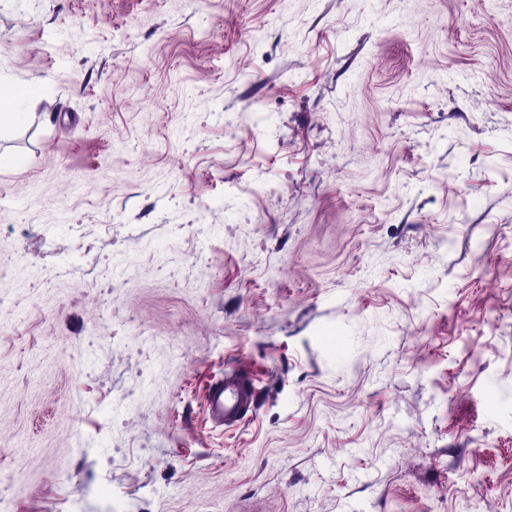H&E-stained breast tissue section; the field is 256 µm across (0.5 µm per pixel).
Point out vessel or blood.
Masks as SVG:
<instances>
[{
  "label": "vessel or blood",
  "instance_id": "b4317fda",
  "mask_svg": "<svg viewBox=\"0 0 512 512\" xmlns=\"http://www.w3.org/2000/svg\"><path fill=\"white\" fill-rule=\"evenodd\" d=\"M257 390L242 366L226 368L222 381L209 385L205 399L210 416L225 428L234 429L254 417Z\"/></svg>",
  "mask_w": 512,
  "mask_h": 512
}]
</instances>
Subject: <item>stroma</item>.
<instances>
[{
	"instance_id": "stroma-1",
	"label": "stroma",
	"mask_w": 512,
	"mask_h": 512,
	"mask_svg": "<svg viewBox=\"0 0 512 512\" xmlns=\"http://www.w3.org/2000/svg\"><path fill=\"white\" fill-rule=\"evenodd\" d=\"M30 80L12 512H512V0H0ZM256 394L249 372L233 365L224 370V380L209 385L205 399L210 416L227 430L253 420Z\"/></svg>"
}]
</instances>
